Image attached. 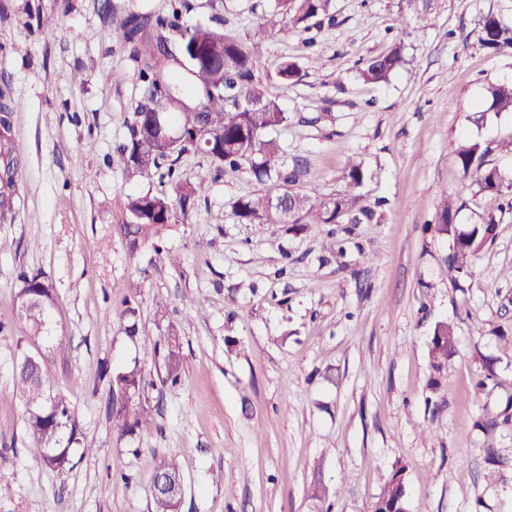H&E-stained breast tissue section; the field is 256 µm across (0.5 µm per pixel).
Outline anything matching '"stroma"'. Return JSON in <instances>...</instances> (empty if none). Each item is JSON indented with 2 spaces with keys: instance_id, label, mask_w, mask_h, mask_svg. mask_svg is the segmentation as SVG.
Returning <instances> with one entry per match:
<instances>
[{
  "instance_id": "35a3bbf8",
  "label": "stroma",
  "mask_w": 512,
  "mask_h": 512,
  "mask_svg": "<svg viewBox=\"0 0 512 512\" xmlns=\"http://www.w3.org/2000/svg\"><path fill=\"white\" fill-rule=\"evenodd\" d=\"M169 0H0V89L10 136L24 150L13 210L0 219V512H151L162 457H176L179 512H372L404 465L407 512H512V210L478 194L455 163L461 140L494 145L512 172V112L473 114L489 85L512 81V55L489 56L474 30L512 0H440L431 19L399 0H331L336 24L275 32L257 77L288 120L274 131L304 182L331 196L349 160L369 177L360 202L385 199L377 224H242L238 199L264 193L247 170H224L164 232L178 264L131 251L127 196L159 190L127 173L116 148L141 101L130 52L109 41L130 13L166 15ZM273 0H189L181 25L219 16L245 37ZM404 40L414 67L385 85L357 79L363 60ZM302 78L283 85V60ZM455 222L496 215V231L454 281L450 242L426 232L443 193ZM334 235L341 252L323 249ZM55 287L54 338L41 352L53 393L77 426L72 466L40 462L14 384L30 346L16 294L20 271ZM135 281L136 333L121 314ZM453 323L456 353L430 367L436 322ZM176 332L183 374L164 383L156 341ZM492 366L483 391L474 381ZM138 367L155 411L150 430L120 437L110 372ZM494 430L480 426L485 417ZM329 491L312 499L313 487Z\"/></svg>"
}]
</instances>
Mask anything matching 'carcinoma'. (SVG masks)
I'll list each match as a JSON object with an SVG mask.
<instances>
[{
	"label": "carcinoma",
	"instance_id": "1",
	"mask_svg": "<svg viewBox=\"0 0 512 512\" xmlns=\"http://www.w3.org/2000/svg\"><path fill=\"white\" fill-rule=\"evenodd\" d=\"M331 0H277L273 11L261 19L249 40L224 35L215 21L181 29L179 19L187 0H170L166 16L129 14L123 21L120 37L140 67L142 100L128 137L119 147V160L132 174L155 173L160 183L172 185L174 194L161 189L130 195L125 201L126 227L132 235L130 246L151 242L155 251L165 253L172 264L177 257L159 246L162 231L170 224L175 209L187 213L195 201L215 181L212 172L223 167H247L256 182H272L278 193L269 192L239 199L235 208L238 220L245 224H290L304 229L308 224H369L379 222L375 206L358 205L356 190L367 179L362 162L349 161L344 175L345 187L330 197H322L312 187L303 186L304 171L299 161L288 166L284 150L271 130L286 122L287 116L265 86L256 80L262 35L268 31L285 32L302 27L313 18L329 15ZM401 10L417 19L435 14L430 0H401ZM479 46L491 56L512 53V14L489 12L482 16L476 31ZM414 57L404 41L394 42L380 56L360 63L357 77L367 84L386 83L391 77L413 66ZM277 75L281 83H296L301 69L293 60L283 61ZM489 112H512V83L493 84L486 90ZM160 113L163 121L182 131V140L173 146L164 134L148 125L151 115ZM208 157L207 169L185 176L179 161L187 152ZM489 146L468 141L457 149L456 164L477 192L490 195L512 209V175L490 165ZM23 149L12 139L0 142V181L8 191L0 193V216L12 210V192L22 162ZM456 199L443 197V205L432 231L451 241L442 258L445 272H468L473 260L491 240L496 218L488 214L479 224L460 230L454 223L458 213ZM18 295L31 297L32 305L24 314L29 343L37 346L52 337L49 314L54 305V288L41 272L19 274ZM455 326L446 321L435 324L430 346V366L441 373L455 354ZM153 353L161 354L165 380L177 383L182 376L179 336L170 332ZM17 390L26 405L27 427L44 444L41 464L63 473L72 463L70 445L76 435L67 402L53 393L44 366H36L22 356L15 375ZM113 385L127 388L133 398L112 409V423L121 435H134L152 426V408L142 401L145 384L136 367L117 373ZM158 473L172 489L151 487L153 512H179L177 489L183 481L177 461L166 457ZM404 467L395 468L374 503L373 512H402L405 509Z\"/></svg>",
	"mask_w": 512,
	"mask_h": 512
}]
</instances>
